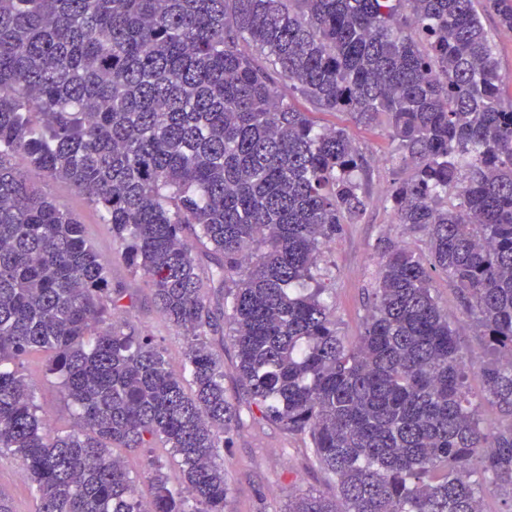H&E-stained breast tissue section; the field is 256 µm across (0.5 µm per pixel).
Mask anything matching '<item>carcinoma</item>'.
I'll return each mask as SVG.
<instances>
[{
	"label": "carcinoma",
	"instance_id": "obj_1",
	"mask_svg": "<svg viewBox=\"0 0 512 512\" xmlns=\"http://www.w3.org/2000/svg\"><path fill=\"white\" fill-rule=\"evenodd\" d=\"M486 13L512 30V0H0V452L36 512H226L224 435L253 412L225 393L205 277L252 404L335 479L336 498L288 512H482L486 481L512 495V420L483 428L471 391L512 417V102ZM294 95L358 125L385 117L412 166L388 199L427 254L380 255L353 341L316 271L371 205L369 164ZM14 153L103 212L186 338L183 374L114 324L107 262ZM436 273L485 338L476 372ZM35 349L76 406L64 434L10 367ZM157 443L169 460L148 459L144 500L113 449Z\"/></svg>",
	"mask_w": 512,
	"mask_h": 512
}]
</instances>
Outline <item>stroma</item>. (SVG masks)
Returning <instances> with one entry per match:
<instances>
[{
    "label": "stroma",
    "mask_w": 512,
    "mask_h": 512,
    "mask_svg": "<svg viewBox=\"0 0 512 512\" xmlns=\"http://www.w3.org/2000/svg\"><path fill=\"white\" fill-rule=\"evenodd\" d=\"M484 22L503 76L502 96L509 102L512 101V30L500 27L491 15L485 16ZM314 120L325 128L348 127L369 162L365 187L372 204L358 223L344 225L335 242L324 249L319 262L331 297L336 329L339 335L351 340L363 330L381 252L390 246L424 252V236L410 226L396 223L386 201L391 184L408 177L410 170L397 160L384 126L355 125L348 116L337 112L315 113ZM11 162L31 182L47 185L51 195L84 225L87 238L109 264L112 287L121 290L124 296L125 320L140 335L152 337L162 347L170 370L181 373L185 337L159 312L149 288L127 264L121 244L113 239L112 228L105 224L100 212L67 183L46 182L43 172L31 166L25 155H13ZM433 286L441 308L451 317L466 364L480 367L489 354L482 336L472 332V321L460 308L454 286L443 274L435 276ZM202 288L219 324L210 339L224 363V388L230 398L248 405L249 397L237 378L228 327L223 323L222 296L210 282H203ZM48 362V353L35 351L20 359L18 368L35 383L37 403L45 422L53 431L65 432L72 429L76 418L58 380L48 373ZM19 469L9 452L0 453V497L5 498L10 512H34L35 491L29 479L20 477ZM224 476L232 489L229 512H287L292 495L311 492L332 497L336 494L335 482L313 462L307 437L282 431L261 419L235 433L228 442L224 449Z\"/></svg>",
    "instance_id": "1"
}]
</instances>
